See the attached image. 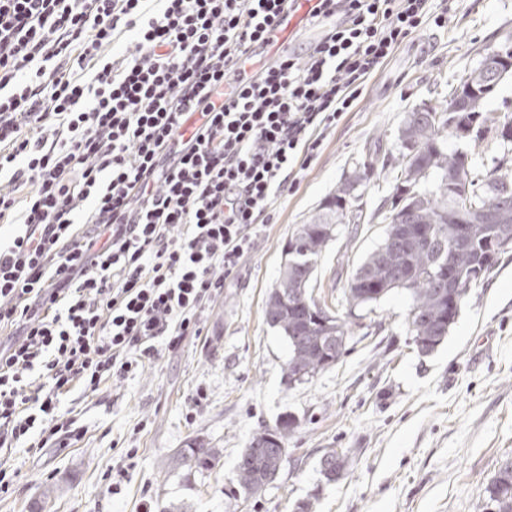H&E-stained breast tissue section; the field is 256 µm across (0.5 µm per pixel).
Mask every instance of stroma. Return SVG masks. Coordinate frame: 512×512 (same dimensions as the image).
<instances>
[{
	"label": "stroma",
	"mask_w": 512,
	"mask_h": 512,
	"mask_svg": "<svg viewBox=\"0 0 512 512\" xmlns=\"http://www.w3.org/2000/svg\"><path fill=\"white\" fill-rule=\"evenodd\" d=\"M512 36V0H452L444 25L426 19L369 79L329 128L296 186L276 202L254 248L201 316V334L94 394L76 389L60 410L79 439L0 454L9 489L0 512H33L43 484L59 491L43 512H481L485 488L512 457V246L469 289L447 339L417 350L406 326L409 297L341 306L343 289L386 228L375 210L391 173L361 189L365 219L341 224L318 262L310 292L338 314L346 352L308 383L285 376L288 343L264 317L292 229L375 153H397L407 111L448 86ZM447 146L512 174V142L449 135ZM298 421L278 476L249 501L229 495L253 433L285 416ZM199 441L219 463L198 472L176 452ZM350 452L336 480L320 468L330 450Z\"/></svg>",
	"instance_id": "obj_1"
}]
</instances>
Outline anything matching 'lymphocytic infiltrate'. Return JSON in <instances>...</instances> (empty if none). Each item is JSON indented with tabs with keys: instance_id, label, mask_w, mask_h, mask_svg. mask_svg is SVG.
Here are the masks:
<instances>
[{
	"instance_id": "obj_1",
	"label": "lymphocytic infiltrate",
	"mask_w": 512,
	"mask_h": 512,
	"mask_svg": "<svg viewBox=\"0 0 512 512\" xmlns=\"http://www.w3.org/2000/svg\"><path fill=\"white\" fill-rule=\"evenodd\" d=\"M434 0H319L332 27L225 92L293 0H0V449L201 333L323 133ZM122 59L105 51L121 35Z\"/></svg>"
}]
</instances>
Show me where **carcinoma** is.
Segmentation results:
<instances>
[{"instance_id":"carcinoma-1","label":"carcinoma","mask_w":512,"mask_h":512,"mask_svg":"<svg viewBox=\"0 0 512 512\" xmlns=\"http://www.w3.org/2000/svg\"><path fill=\"white\" fill-rule=\"evenodd\" d=\"M478 125L475 138H482L490 126L500 129L503 123L486 108L475 113ZM446 122L438 123L429 113L416 109L406 113L399 129L400 142L411 146L414 154L400 151L383 161L396 172L392 192L387 196L391 209L381 243L358 266L347 282L343 300L348 308L379 302L393 290H404L410 298L407 328L420 352L433 351L448 336L469 288L484 278L497 261L499 249H491V239L498 229L512 228V177L485 169L466 151H448ZM378 158L365 161L346 182L328 196L310 215L297 225L283 249L284 263L278 281L265 303L269 326L279 330L288 343L285 372L288 380L296 375L308 382L329 369L341 358L345 343L329 340V332L318 322L317 302L308 293L318 260L335 240L336 225L349 221L358 224L363 210L340 200L368 180L367 171L375 170ZM470 176L472 199L479 210L470 225L469 237L459 240L460 212L448 190V173ZM459 287L452 294H440L436 275L443 263ZM297 428L295 421H280L273 429L264 428L249 439L235 466L232 478L236 494L233 499L253 498L279 473L277 456L288 446ZM275 431L282 446L266 440ZM183 464L199 472L209 471L219 459L210 448L191 444L178 451ZM349 462L346 453L330 451L321 462L329 480L336 479ZM485 512H512V470H500L486 488Z\"/></svg>"}]
</instances>
